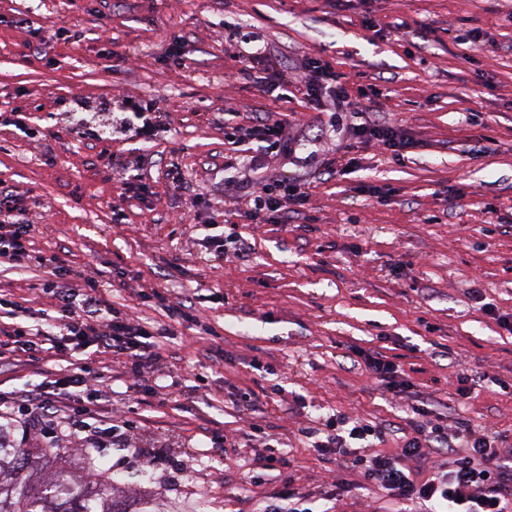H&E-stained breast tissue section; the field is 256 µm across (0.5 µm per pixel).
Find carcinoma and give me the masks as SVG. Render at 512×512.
<instances>
[{
  "mask_svg": "<svg viewBox=\"0 0 512 512\" xmlns=\"http://www.w3.org/2000/svg\"><path fill=\"white\" fill-rule=\"evenodd\" d=\"M57 449L22 448L0 431V512H129L112 478L81 479L45 469Z\"/></svg>",
  "mask_w": 512,
  "mask_h": 512,
  "instance_id": "cac0c4a2",
  "label": "carcinoma"
}]
</instances>
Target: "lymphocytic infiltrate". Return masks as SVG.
<instances>
[{"label": "lymphocytic infiltrate", "mask_w": 512, "mask_h": 512, "mask_svg": "<svg viewBox=\"0 0 512 512\" xmlns=\"http://www.w3.org/2000/svg\"><path fill=\"white\" fill-rule=\"evenodd\" d=\"M304 71L305 96L313 110L322 111L327 96L347 103L350 94L330 62L307 56ZM17 210L16 198L0 192V258L22 265L31 257L29 226L19 219ZM51 294L55 314L50 323L26 331L31 350H74L92 338L103 348L140 360L148 329L114 309L100 282L57 287ZM97 380V372L83 365L72 374L47 373L36 389L22 390L12 397L0 391V420L24 428L39 426L59 435L82 433L90 440L107 438L117 447H128V421L99 412ZM411 412V430L398 453L358 456L352 460V468L399 499L428 502L429 512H512V465L500 460L493 436L467 427L449 432L442 414L418 405L412 406ZM324 426L323 439L314 443L323 455L340 452L346 438L368 443L382 438L378 427L341 413L327 416ZM457 443L465 445L467 455L433 462L427 471L403 464L407 458L427 460L429 448L449 450Z\"/></svg>", "instance_id": "obj_1"}]
</instances>
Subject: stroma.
<instances>
[{
    "label": "stroma",
    "mask_w": 512,
    "mask_h": 512,
    "mask_svg": "<svg viewBox=\"0 0 512 512\" xmlns=\"http://www.w3.org/2000/svg\"><path fill=\"white\" fill-rule=\"evenodd\" d=\"M367 15L381 32L363 28ZM44 25L84 37L44 53ZM239 29L259 32L292 73L315 53L349 90L380 93L324 126L301 90L283 101L240 75L250 46ZM173 31L189 68L166 52ZM129 95L156 101L152 140L93 147L70 134L71 113H118ZM228 108L287 120L303 141L281 160L258 142L230 143ZM360 124L395 125L417 146L393 162L357 147ZM100 148L143 159L148 192L122 197L96 164ZM172 162L201 187L195 207L168 181ZM275 180L304 185V213L288 203L284 224L251 223L238 210L244 192ZM1 185L23 199L32 254L109 283L113 307L149 328L163 357L130 391L117 356L97 345L33 362L21 343L0 344L10 391L80 358L98 371L134 445L75 437L60 454L73 463L88 451L119 494L174 512H263L293 486L331 512H425L320 455L310 435L317 417L339 412L381 427L379 448L392 452L415 404L444 413L449 429L502 433L512 460V0H0ZM212 232L246 240L248 257L208 248ZM48 281L36 262L0 264V327L52 314ZM197 289L193 322L139 297L158 290L175 303ZM365 352L400 363L414 390L400 398L375 385ZM464 368L473 397L462 401ZM246 392L262 408L252 419ZM270 439L281 461H268Z\"/></svg>",
    "instance_id": "stroma-1"
}]
</instances>
